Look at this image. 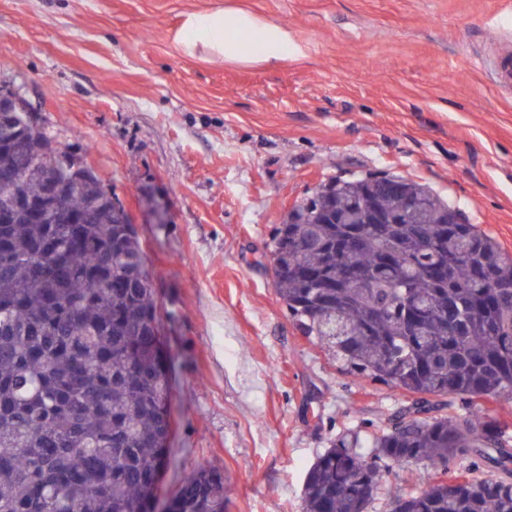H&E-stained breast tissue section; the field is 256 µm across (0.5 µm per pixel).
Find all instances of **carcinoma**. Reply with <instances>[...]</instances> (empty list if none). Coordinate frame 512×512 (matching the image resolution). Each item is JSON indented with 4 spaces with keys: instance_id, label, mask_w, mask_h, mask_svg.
<instances>
[{
    "instance_id": "obj_1",
    "label": "carcinoma",
    "mask_w": 512,
    "mask_h": 512,
    "mask_svg": "<svg viewBox=\"0 0 512 512\" xmlns=\"http://www.w3.org/2000/svg\"><path fill=\"white\" fill-rule=\"evenodd\" d=\"M0 141V209L17 185L43 197L57 171L66 224L46 207L0 223V512H154L172 461L171 386L145 248L80 155L25 112ZM378 200L392 224H371ZM52 258L34 268L41 245ZM273 286L305 335L350 374L413 396L373 436L349 430L320 454L306 512H368L380 472L423 465L427 488L391 512H512L511 425L479 402L512 397V253L428 186L395 176L332 178L295 204L270 243ZM352 268L362 284L343 279ZM454 395L464 417L434 414ZM466 458L484 478L448 468ZM224 469L183 474L166 512H224Z\"/></svg>"
}]
</instances>
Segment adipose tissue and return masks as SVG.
Listing matches in <instances>:
<instances>
[{"mask_svg":"<svg viewBox=\"0 0 512 512\" xmlns=\"http://www.w3.org/2000/svg\"><path fill=\"white\" fill-rule=\"evenodd\" d=\"M187 53L204 48L227 62L274 65L304 49L287 27L248 11L215 9L185 15L179 32Z\"/></svg>","mask_w":512,"mask_h":512,"instance_id":"obj_1","label":"adipose tissue"}]
</instances>
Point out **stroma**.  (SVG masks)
<instances>
[{
  "label": "stroma",
  "instance_id": "obj_1",
  "mask_svg": "<svg viewBox=\"0 0 512 512\" xmlns=\"http://www.w3.org/2000/svg\"><path fill=\"white\" fill-rule=\"evenodd\" d=\"M219 8L288 27L304 57L184 55V15ZM0 86L138 221L176 363L160 503L215 465L226 512H304L316 457L411 403L348 374L273 288V230L318 184L414 180L512 252V0H0ZM426 484L382 475L371 512Z\"/></svg>",
  "mask_w": 512,
  "mask_h": 512
}]
</instances>
